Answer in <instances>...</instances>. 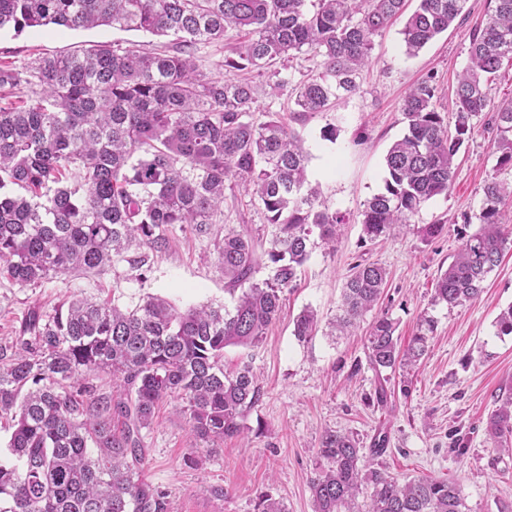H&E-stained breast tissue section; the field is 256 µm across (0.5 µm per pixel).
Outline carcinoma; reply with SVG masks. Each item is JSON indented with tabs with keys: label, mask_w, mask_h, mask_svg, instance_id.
<instances>
[{
	"label": "carcinoma",
	"mask_w": 512,
	"mask_h": 512,
	"mask_svg": "<svg viewBox=\"0 0 512 512\" xmlns=\"http://www.w3.org/2000/svg\"><path fill=\"white\" fill-rule=\"evenodd\" d=\"M405 2L0 0V29L18 33L112 26L172 38V50L163 53L96 42L21 65L0 61V277L31 286L125 261L144 280L169 228L210 234L229 182L244 189L273 228L263 258L233 228L216 244L227 291L237 295L230 307L181 311L149 295L122 310L73 294L49 314H28L15 342L0 346V423L10 431L0 455V512H168L166 493L144 476L142 431L171 398L182 402L196 441L195 466L213 446L244 433L242 421L262 390L251 366L224 370V349L262 341L313 248L336 250L343 218L321 207L298 135L273 112L255 117L253 80L209 77L198 53L234 31L224 70L254 77L312 55L321 72L295 89L294 104L301 114L324 112L332 100L357 92L374 38ZM464 2L419 0L401 30L406 53L417 55L448 31ZM469 38L453 128L436 111L429 81L406 94V129L384 157L383 190L365 203L364 238L410 226L427 201L448 195L455 158L483 114L485 129L496 133V169L512 170V102L495 106L488 93L500 70L512 66V0H494L486 24ZM483 194L475 215L480 227L437 278L434 306L478 299L512 249V228L500 209L512 202V182L492 176ZM264 265L272 275L259 279ZM386 283L383 266L353 264L329 335L357 326ZM495 324L498 334L512 335V305ZM317 325L314 311L305 310L294 336L307 340ZM434 327L422 311L418 332L402 349L398 321L376 317L365 336L370 366L379 375L413 369ZM101 372L112 375L115 393L93 383ZM495 403L485 431L512 453V395ZM387 445L384 433L366 450L353 435L326 429L310 483L313 512H463L458 484L400 480L375 466Z\"/></svg>",
	"instance_id": "1"
}]
</instances>
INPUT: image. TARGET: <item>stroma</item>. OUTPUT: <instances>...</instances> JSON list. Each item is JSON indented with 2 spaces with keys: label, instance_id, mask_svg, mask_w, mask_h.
Returning a JSON list of instances; mask_svg holds the SVG:
<instances>
[{
  "label": "stroma",
  "instance_id": "obj_1",
  "mask_svg": "<svg viewBox=\"0 0 512 512\" xmlns=\"http://www.w3.org/2000/svg\"><path fill=\"white\" fill-rule=\"evenodd\" d=\"M491 8L490 0H466L462 22L414 57L405 53L399 25H392L375 38L359 91L324 112L300 116L294 105L295 87L319 73L318 59L303 55L280 68L278 77L285 87L275 96L270 78H257L256 113H278L301 136L310 154L309 178L320 187L323 207L343 216V235L335 252L313 249L261 344L224 351L225 370L251 364L263 390L244 419V438L225 440L204 466L193 467L185 459L195 441L180 401H168L157 410L143 433L145 477L166 493L171 512H257L259 501L268 495L286 512H312L310 480L318 464L320 437L328 428L357 434L366 445L386 433L389 445L379 465L401 479L432 476L456 482L465 512H497V502L512 501V457L500 454L485 432L494 395L512 393V335H498L495 326L499 311L512 304V250L488 275L479 299L452 309L430 304L436 277L465 235L478 229L470 218L483 205L486 180L496 174L512 181V171L495 167L492 134L476 126L456 157L448 195L425 203L413 217L411 230L373 243L363 241L361 230L365 202L384 187V156L405 131L406 93L414 84L432 80L435 108L454 118L451 89L468 64L469 33L486 22ZM92 42L152 52L163 40L108 26L31 28L19 35L6 28L0 30V59L21 64L42 53ZM328 127L335 128V141L322 138V129ZM331 157L338 166L329 176L325 166ZM439 219L446 222L440 235L426 238L418 233V226ZM213 221L206 237L170 229L169 246L152 256V271L144 281L124 262L100 274L58 275L36 286L1 278L0 344L14 340L32 309L52 312L73 292L123 306L149 295L167 298L181 309L230 303L217 266L216 242L231 227L246 232L262 252L271 228L259 206L238 189L225 192ZM361 260L386 268L388 284L378 308L398 320L402 341L415 333L421 311H429L436 321L429 351L409 390H402L400 375H391V396L384 407L375 402L379 377L365 348L373 313H366L347 335L327 334L348 270ZM307 308L317 313L320 326L315 336L301 342L293 334L294 321ZM216 487L223 488V497L213 495Z\"/></svg>",
  "mask_w": 512,
  "mask_h": 512
}]
</instances>
